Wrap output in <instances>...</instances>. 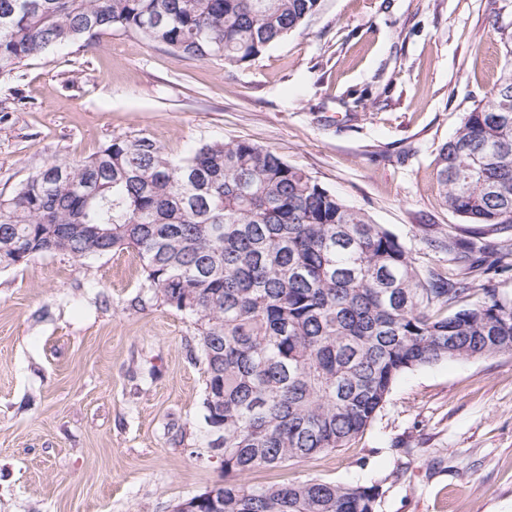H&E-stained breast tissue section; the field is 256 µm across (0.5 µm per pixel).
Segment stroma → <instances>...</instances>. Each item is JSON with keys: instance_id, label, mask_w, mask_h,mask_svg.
<instances>
[{"instance_id": "obj_1", "label": "stroma", "mask_w": 512, "mask_h": 512, "mask_svg": "<svg viewBox=\"0 0 512 512\" xmlns=\"http://www.w3.org/2000/svg\"><path fill=\"white\" fill-rule=\"evenodd\" d=\"M502 27L512 0H320L240 68L118 32L50 51L0 81V195L118 136L176 160L246 140L385 225L419 267H450L428 239L512 238L449 211L435 179L438 147L506 63ZM141 282L128 251L0 271V512H171L222 481L191 455L207 443L194 327L131 307ZM309 479L379 485L376 512H512V353L405 373L350 447L246 482Z\"/></svg>"}]
</instances>
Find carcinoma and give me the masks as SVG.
<instances>
[{"label": "carcinoma", "instance_id": "carcinoma-1", "mask_svg": "<svg viewBox=\"0 0 512 512\" xmlns=\"http://www.w3.org/2000/svg\"><path fill=\"white\" fill-rule=\"evenodd\" d=\"M318 0H0V78L53 49L119 30L192 61L243 66ZM512 64L435 159L448 209L512 224ZM455 268L421 270L399 238L306 171L248 141L171 160L148 136L53 161L0 199V269L44 255L131 250L147 296L188 317L203 364V421L224 441V482L197 512H375L376 485H248L258 468L347 448L393 384L439 362L512 353V295L473 273L499 257L456 235Z\"/></svg>", "mask_w": 512, "mask_h": 512}]
</instances>
